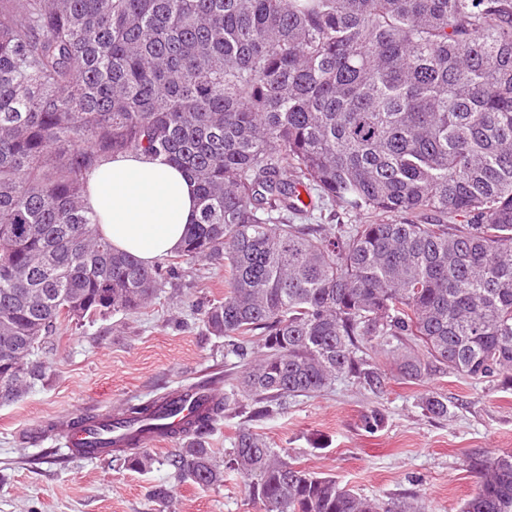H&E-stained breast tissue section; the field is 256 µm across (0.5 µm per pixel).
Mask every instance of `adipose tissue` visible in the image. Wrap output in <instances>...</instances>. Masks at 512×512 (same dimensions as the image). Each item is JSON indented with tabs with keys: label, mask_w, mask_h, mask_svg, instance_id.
Here are the masks:
<instances>
[{
	"label": "adipose tissue",
	"mask_w": 512,
	"mask_h": 512,
	"mask_svg": "<svg viewBox=\"0 0 512 512\" xmlns=\"http://www.w3.org/2000/svg\"><path fill=\"white\" fill-rule=\"evenodd\" d=\"M86 203L114 249L150 265L181 246L196 215V185L176 166L120 153L89 172Z\"/></svg>",
	"instance_id": "obj_1"
}]
</instances>
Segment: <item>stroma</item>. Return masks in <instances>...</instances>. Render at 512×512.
Returning <instances> with one entry per match:
<instances>
[{
	"mask_svg": "<svg viewBox=\"0 0 512 512\" xmlns=\"http://www.w3.org/2000/svg\"><path fill=\"white\" fill-rule=\"evenodd\" d=\"M224 293L223 267L185 264L139 312L63 322L35 352L43 377L0 403V512H262L237 472L225 471L221 485L205 490L176 482L165 459L177 440L155 439L147 449L152 464L140 471L120 457L72 456L43 435L47 425L114 414L187 384L235 383L242 365L226 357L223 340L208 335L192 311ZM380 367L383 394L341 378L324 392L289 400L253 429L296 467L336 477L359 494L385 503L414 496L427 512H458L476 489L469 456L512 452V386L448 373L413 384L390 363ZM428 389L447 397L448 417L422 411L419 398ZM375 410L384 424L371 431L365 418ZM51 448L56 455L48 463ZM157 484L173 488L169 503L149 500Z\"/></svg>",
	"mask_w": 512,
	"mask_h": 512,
	"instance_id": "35a3bbf8",
	"label": "stroma"
}]
</instances>
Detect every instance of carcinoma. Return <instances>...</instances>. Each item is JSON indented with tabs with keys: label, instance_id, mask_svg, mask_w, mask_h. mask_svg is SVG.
I'll list each match as a JSON object with an SVG mask.
<instances>
[{
	"label": "carcinoma",
	"instance_id": "carcinoma-1",
	"mask_svg": "<svg viewBox=\"0 0 512 512\" xmlns=\"http://www.w3.org/2000/svg\"><path fill=\"white\" fill-rule=\"evenodd\" d=\"M129 151L195 181L176 257L224 265V300L198 315L245 371L176 430L153 401L112 425L176 435L178 481L235 471L263 512H425L293 466L248 423L341 377L382 392L377 353L414 383L512 380V0L0 6L1 402L42 377L29 355L61 321L137 311L179 275L115 251L85 203L91 168ZM328 206L392 221L295 223ZM421 406L448 417L436 392ZM231 413L246 423L220 461L207 437ZM470 467L460 512H512V453Z\"/></svg>",
	"mask_w": 512,
	"mask_h": 512
}]
</instances>
